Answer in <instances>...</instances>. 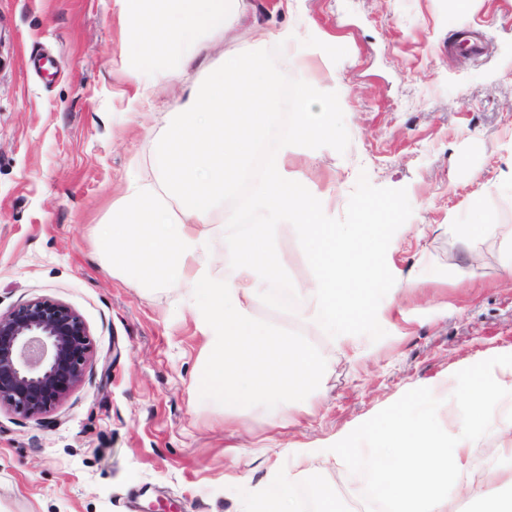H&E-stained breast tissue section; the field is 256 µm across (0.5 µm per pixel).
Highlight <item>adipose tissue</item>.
Returning a JSON list of instances; mask_svg holds the SVG:
<instances>
[{
	"mask_svg": "<svg viewBox=\"0 0 512 512\" xmlns=\"http://www.w3.org/2000/svg\"><path fill=\"white\" fill-rule=\"evenodd\" d=\"M135 26L128 53L141 97L169 81L174 70L200 62L205 39L228 35L247 12L246 0H119ZM279 78L238 54L211 69L202 90H190L159 137L149 173L134 172L112 201L114 223L101 244L113 268L134 271L145 288L184 292L207 357L196 387L222 398L225 418L244 403L263 404L273 424L296 423L295 401L317 394L324 350L287 330L260 321L257 302L298 313L330 344L354 346L353 327L376 285V263L388 247L381 213L365 211L358 224L323 221L319 194L286 171L291 145L314 151L336 130V100L306 85L296 100L295 123L278 151L265 156L264 175L254 183L246 211L256 218L232 236L234 259L221 274L223 257L213 246L216 225L239 223L228 207L247 179L272 124V93ZM293 239L313 269L303 285L301 307L281 304L292 258L282 241ZM461 394L472 415L448 433L432 427L414 408L398 412L373 448L342 441L335 448H283L287 468L272 467L249 493L247 512H298L299 475L320 457L358 473L356 494L381 512H447L472 492L464 478L486 467L491 480L512 487V468L499 467L512 448H483L482 435L512 432V380L464 378Z\"/></svg>",
	"mask_w": 512,
	"mask_h": 512,
	"instance_id": "obj_1",
	"label": "adipose tissue"
}]
</instances>
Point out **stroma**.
Instances as JSON below:
<instances>
[{
	"instance_id": "35a3bbf8",
	"label": "stroma",
	"mask_w": 512,
	"mask_h": 512,
	"mask_svg": "<svg viewBox=\"0 0 512 512\" xmlns=\"http://www.w3.org/2000/svg\"><path fill=\"white\" fill-rule=\"evenodd\" d=\"M248 2L207 62L235 53L275 71L277 124L303 80L340 99L335 135L311 154L292 148L289 175L322 196L329 224L397 205L370 331L330 353L321 399L286 435L256 405L225 424L223 399L195 386L206 354L181 291L113 274L98 246L113 198L206 72L142 99L118 0H0V313L49 298L81 315L92 343L62 403L31 419L0 409V512H244L272 465L252 454L263 438L366 448L415 399L445 430L472 412L461 376L512 359V0L464 13L456 0ZM284 26L301 35L288 50L261 40ZM466 30L482 54L449 50ZM480 213L497 228L475 238L465 226ZM408 273L416 286L391 295Z\"/></svg>"
}]
</instances>
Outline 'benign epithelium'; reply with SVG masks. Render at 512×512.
I'll use <instances>...</instances> for the list:
<instances>
[{
    "label": "benign epithelium",
    "instance_id": "1",
    "mask_svg": "<svg viewBox=\"0 0 512 512\" xmlns=\"http://www.w3.org/2000/svg\"><path fill=\"white\" fill-rule=\"evenodd\" d=\"M91 353L82 317L37 298L0 314V407L39 417L80 386Z\"/></svg>",
    "mask_w": 512,
    "mask_h": 512
}]
</instances>
